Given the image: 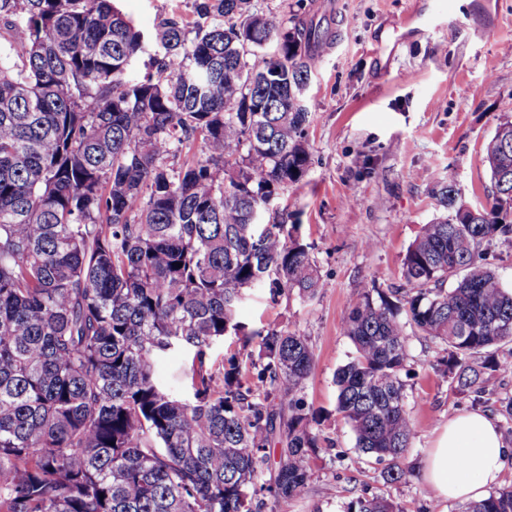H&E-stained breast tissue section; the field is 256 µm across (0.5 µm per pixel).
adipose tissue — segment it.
Returning a JSON list of instances; mask_svg holds the SVG:
<instances>
[{
  "label": "adipose tissue",
  "instance_id": "1",
  "mask_svg": "<svg viewBox=\"0 0 512 512\" xmlns=\"http://www.w3.org/2000/svg\"><path fill=\"white\" fill-rule=\"evenodd\" d=\"M508 450L489 415L467 411L442 426L422 468V478L436 502L482 499L499 483Z\"/></svg>",
  "mask_w": 512,
  "mask_h": 512
}]
</instances>
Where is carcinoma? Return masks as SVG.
<instances>
[{"label":"carcinoma","mask_w":512,"mask_h":512,"mask_svg":"<svg viewBox=\"0 0 512 512\" xmlns=\"http://www.w3.org/2000/svg\"><path fill=\"white\" fill-rule=\"evenodd\" d=\"M195 13L192 37L180 18L156 28V74L130 79L147 39L113 0H0V512H275L308 485L314 349L236 310L253 286L322 288L272 203L311 164L302 91L324 44L313 20L254 0ZM484 161L486 205L440 182L445 214L408 248L401 286L360 289L343 321L336 410L390 484L416 477L406 328L448 350L462 393L512 373L492 352L512 342V289L477 262L512 237L511 120ZM179 352L185 395L157 376ZM342 512L405 510L357 496ZM459 512H512V486Z\"/></svg>","instance_id":"carcinoma-1"}]
</instances>
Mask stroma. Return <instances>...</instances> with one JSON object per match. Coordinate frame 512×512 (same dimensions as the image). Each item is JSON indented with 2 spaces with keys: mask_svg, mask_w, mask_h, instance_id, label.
Segmentation results:
<instances>
[{
  "mask_svg": "<svg viewBox=\"0 0 512 512\" xmlns=\"http://www.w3.org/2000/svg\"><path fill=\"white\" fill-rule=\"evenodd\" d=\"M437 21L435 0H257L267 15L310 13L327 34L303 90L310 110L312 164L274 205L313 247L322 281L312 302L245 292L237 319L251 329L296 328L316 354L305 397L320 412L319 446L304 493L276 512H341L342 500L384 495L414 512L437 507L422 478L388 484L380 464L362 462L355 436L335 412L336 370L353 347L343 334L359 288L398 287L402 262L423 224L439 215L438 182L452 180L463 201L485 204L490 188L483 148L511 117L512 0H453ZM144 34L178 17L195 22L194 0H118ZM381 241L378 249L369 248ZM402 379L416 424L408 460L421 467L448 418L512 396V375L484 397L461 394L442 372L441 348L407 336Z\"/></svg>",
  "mask_w": 512,
  "mask_h": 512,
  "instance_id": "1",
  "label": "stroma"
}]
</instances>
